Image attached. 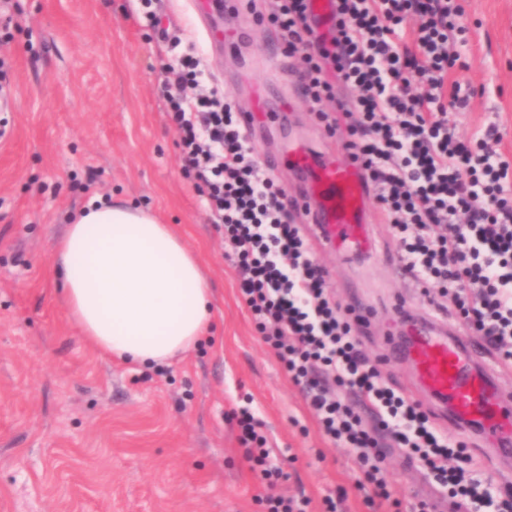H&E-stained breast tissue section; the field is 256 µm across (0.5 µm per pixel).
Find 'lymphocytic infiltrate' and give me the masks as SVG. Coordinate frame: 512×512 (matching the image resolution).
<instances>
[{
    "instance_id": "f902f5d3",
    "label": "lymphocytic infiltrate",
    "mask_w": 512,
    "mask_h": 512,
    "mask_svg": "<svg viewBox=\"0 0 512 512\" xmlns=\"http://www.w3.org/2000/svg\"><path fill=\"white\" fill-rule=\"evenodd\" d=\"M287 55L300 56L306 102L358 161L375 209L389 224L402 272L433 313L449 314L512 367V164L488 123L462 137L450 110L475 91L456 73L465 44L456 0H336L329 38L314 36L309 0H264ZM202 61L179 60L162 82L183 166L222 232L224 255L263 341L300 386L321 437L349 449L363 474L357 487L372 512H401L383 467L387 449L424 473L435 496L412 512H512V490L493 492L467 441L448 438L421 402L386 378L363 349L346 310L288 212L287 192L253 158L231 102L198 91ZM350 97L326 111L333 82ZM196 88L188 96L187 88ZM267 512H308L309 499L277 493L261 421L231 414Z\"/></svg>"
}]
</instances>
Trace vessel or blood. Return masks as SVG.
I'll use <instances>...</instances> for the list:
<instances>
[{"label": "vessel or blood", "mask_w": 512, "mask_h": 512, "mask_svg": "<svg viewBox=\"0 0 512 512\" xmlns=\"http://www.w3.org/2000/svg\"><path fill=\"white\" fill-rule=\"evenodd\" d=\"M286 161L302 177L299 198L313 205L319 241L338 252L374 251L361 167L343 152L324 160L297 148ZM394 311L404 331L401 343L392 347L391 360L413 363L421 390L443 405L438 418L467 433L477 429L496 435L497 453L512 454V400L495 388L483 345L448 321L411 313L401 304Z\"/></svg>", "instance_id": "b4317fda"}]
</instances>
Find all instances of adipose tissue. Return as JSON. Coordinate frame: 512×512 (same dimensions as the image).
Wrapping results in <instances>:
<instances>
[{
  "instance_id": "obj_1",
  "label": "adipose tissue",
  "mask_w": 512,
  "mask_h": 512,
  "mask_svg": "<svg viewBox=\"0 0 512 512\" xmlns=\"http://www.w3.org/2000/svg\"><path fill=\"white\" fill-rule=\"evenodd\" d=\"M69 315L94 346L144 365L193 349L214 295L198 254L150 210L99 199L53 252Z\"/></svg>"
}]
</instances>
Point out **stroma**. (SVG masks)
<instances>
[{"mask_svg":"<svg viewBox=\"0 0 512 512\" xmlns=\"http://www.w3.org/2000/svg\"><path fill=\"white\" fill-rule=\"evenodd\" d=\"M468 43L461 81L475 90L451 112L460 134L497 122L512 160V0H459ZM236 46L225 51L224 37ZM276 32L250 28L213 0H0V512H266L228 416L249 405L282 468L278 490L310 498L348 491L341 512H367L346 449L331 447L303 396L270 353L238 297L220 233L183 171L161 91V71L199 57L204 81L237 110L256 87L280 90L252 60L279 49ZM330 151L302 93L283 119L257 130L260 163L277 181L301 178L285 161L289 141ZM151 208L197 249L214 290L212 338L164 366L101 354L63 305L53 246L91 199ZM382 258L354 260L316 247L336 297L351 303L364 283L377 310L366 350L409 387V367L388 361L394 301L422 299L389 254L388 225L375 223ZM403 504L428 491L399 452L386 460Z\"/></svg>","mask_w":512,"mask_h":512,"instance_id":"1","label":"stroma"}]
</instances>
